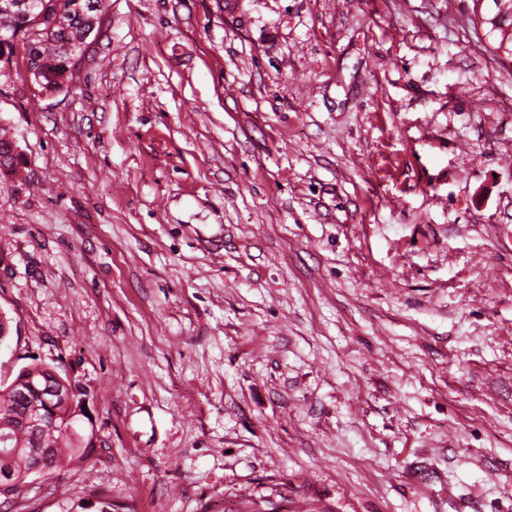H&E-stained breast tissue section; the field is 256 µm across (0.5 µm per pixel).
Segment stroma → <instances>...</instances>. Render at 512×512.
<instances>
[{
    "instance_id": "35a3bbf8",
    "label": "stroma",
    "mask_w": 512,
    "mask_h": 512,
    "mask_svg": "<svg viewBox=\"0 0 512 512\" xmlns=\"http://www.w3.org/2000/svg\"><path fill=\"white\" fill-rule=\"evenodd\" d=\"M0 81V376L91 394L22 512H512V64L472 0H111Z\"/></svg>"
}]
</instances>
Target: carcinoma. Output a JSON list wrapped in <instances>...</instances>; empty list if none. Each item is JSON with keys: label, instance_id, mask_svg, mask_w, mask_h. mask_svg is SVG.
Listing matches in <instances>:
<instances>
[{"label": "carcinoma", "instance_id": "carcinoma-1", "mask_svg": "<svg viewBox=\"0 0 512 512\" xmlns=\"http://www.w3.org/2000/svg\"><path fill=\"white\" fill-rule=\"evenodd\" d=\"M31 13L20 12L17 0H0V58L22 56L35 68L31 81L41 96L71 89L75 60L82 52L83 35L99 14L111 7L110 0H37ZM473 16H481L487 37L485 48L492 56L512 62V0H472ZM58 385L54 368L44 363L22 367L11 380H0V409L16 415L6 419L0 413V453L18 446L47 448L45 466L56 474L67 472L74 458L86 455L83 439L73 429L68 434L53 427L35 435L18 418L27 410L26 396L43 393L57 410V424L64 422L66 408L52 401L48 389Z\"/></svg>", "mask_w": 512, "mask_h": 512}]
</instances>
